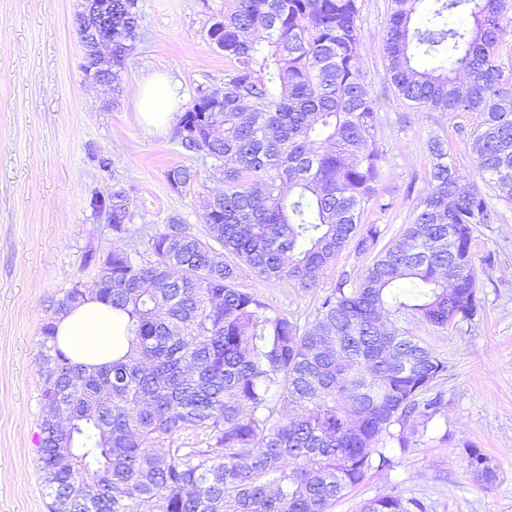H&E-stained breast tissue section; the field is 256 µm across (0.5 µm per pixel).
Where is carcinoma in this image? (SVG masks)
Returning <instances> with one entry per match:
<instances>
[{
  "label": "carcinoma",
  "instance_id": "cac0c4a2",
  "mask_svg": "<svg viewBox=\"0 0 512 512\" xmlns=\"http://www.w3.org/2000/svg\"><path fill=\"white\" fill-rule=\"evenodd\" d=\"M384 51L399 96L418 108L474 114L476 167L512 202V0H393ZM466 15L467 24L457 21ZM207 31L224 52L223 92L200 90L173 135L224 167L222 192L202 199L207 238L173 217L148 237L156 260L112 250L97 298L127 317V352L98 369L71 362L41 329L40 460L50 512H329L371 470L391 466L439 412L447 375L418 337L388 328L406 310L445 329L478 313L473 225L498 212L431 139L429 190L401 244L377 248L359 228L376 192L377 106L362 79L358 0H224ZM139 37L138 0H112V84ZM181 191L198 172L167 173ZM123 192L96 194L118 235L130 232ZM375 253L341 279L302 330L239 288L242 267L266 280L316 286L350 243ZM237 261H224V253ZM64 291L58 315L81 302ZM201 429L205 447L165 448ZM471 466L495 478L482 454ZM391 492L358 512H411Z\"/></svg>",
  "mask_w": 512,
  "mask_h": 512
}]
</instances>
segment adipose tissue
Instances as JSON below:
<instances>
[{"label": "adipose tissue", "mask_w": 512, "mask_h": 512, "mask_svg": "<svg viewBox=\"0 0 512 512\" xmlns=\"http://www.w3.org/2000/svg\"><path fill=\"white\" fill-rule=\"evenodd\" d=\"M135 108L142 128L153 135L166 130L177 118L179 98L170 78L153 75L143 82ZM56 345L73 362L86 367L110 364L126 347L120 342L124 319L95 296L57 317Z\"/></svg>", "instance_id": "obj_1"}]
</instances>
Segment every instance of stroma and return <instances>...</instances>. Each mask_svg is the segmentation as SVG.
<instances>
[{
	"label": "stroma",
	"instance_id": "obj_1",
	"mask_svg": "<svg viewBox=\"0 0 512 512\" xmlns=\"http://www.w3.org/2000/svg\"><path fill=\"white\" fill-rule=\"evenodd\" d=\"M138 4L141 38L115 90L90 83L81 68L82 0H0V512H50L37 438L45 414L39 341L52 302L75 284L93 286L96 267L85 264L86 254L101 260L120 247L153 261L144 237L173 217L203 235L200 198L224 187L217 162L186 151L172 132L144 135L133 107L140 81L155 72L173 77L185 106L198 89L223 88L224 53L207 29L224 0ZM391 12V0H360L361 73L378 105L382 154L378 201L362 221L378 225L384 246L401 238L429 189L428 140L447 143L461 172L482 181L472 117L413 108L392 86L383 51ZM103 158L109 170L100 168ZM177 166L198 171L192 189L170 186L167 173ZM118 188L132 236H116L88 206L93 193ZM487 199L499 220L473 227L478 315L445 329L407 314L392 318L448 364L437 385L439 414L415 445L393 454L389 470L368 473L330 512H357L362 501L394 490L425 512H512V203ZM371 260L347 246L306 292L248 271L241 285L304 329L337 282L356 280ZM474 450L494 469L493 482L477 478Z\"/></svg>",
	"mask_w": 512,
	"mask_h": 512
}]
</instances>
